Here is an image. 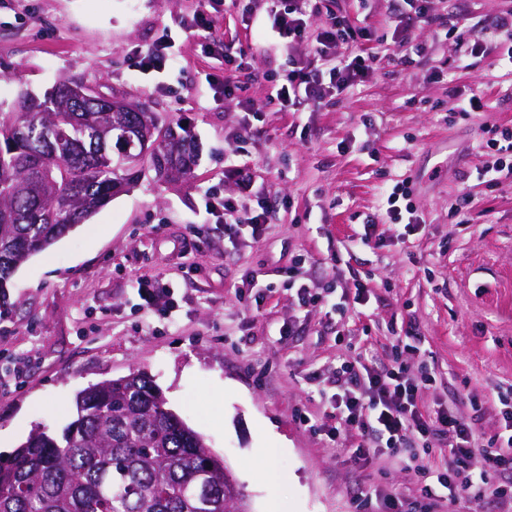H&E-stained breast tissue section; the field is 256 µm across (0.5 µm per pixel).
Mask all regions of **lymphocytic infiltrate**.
<instances>
[{
  "label": "lymphocytic infiltrate",
  "instance_id": "1",
  "mask_svg": "<svg viewBox=\"0 0 512 512\" xmlns=\"http://www.w3.org/2000/svg\"><path fill=\"white\" fill-rule=\"evenodd\" d=\"M309 0H264L262 11L247 17L246 24L259 27L269 36L286 44L310 42L309 55L293 59L283 83L274 85V98L281 110L294 111L302 103H318L327 94L340 93L363 83L372 73L373 57L350 54L353 44L366 38V31L336 12L326 14L318 29L308 24ZM394 17L401 38V51L410 48L408 33L418 23L433 26L435 33L455 39L460 47V61L482 49L489 34L498 32L512 41V10L504 12L481 31L464 27L454 15H434L429 0H402ZM483 147L487 161L478 171L479 178L491 184L512 178V129L492 126ZM241 193L236 198L208 197L206 208L224 226L228 238H235L243 228L259 236L264 224L265 203L247 165L233 166ZM319 390H331L336 423L325 428L329 440H337L344 428L356 429L359 441L349 458L365 467L385 453L402 456L408 468L422 474L426 465L416 450L429 447L432 440L447 439L448 465L438 472V483L447 489L449 500H456L473 488L489 483L494 475H512V412H507L504 431L491 439L488 447H476L468 421L452 410L423 412L418 405V392L426 377L410 374L401 360L379 367L364 357L343 362L329 376L312 373Z\"/></svg>",
  "mask_w": 512,
  "mask_h": 512
}]
</instances>
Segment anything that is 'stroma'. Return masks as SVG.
<instances>
[{
  "label": "stroma",
  "instance_id": "obj_1",
  "mask_svg": "<svg viewBox=\"0 0 512 512\" xmlns=\"http://www.w3.org/2000/svg\"><path fill=\"white\" fill-rule=\"evenodd\" d=\"M202 2L0 0L5 103L81 76L187 124L199 148L189 184L141 180L10 279L15 306L0 319V430L11 440L0 459L35 428L61 432L78 391L140 369L225 459L251 512H355V496L375 488L420 512L423 479L413 470L387 460L353 466L355 430L328 441L331 409L306 377L360 353L390 364L402 341L411 373L425 368L431 377L418 397L422 411L452 408L480 448L501 432L499 397H512V182L491 187L476 170L486 127H512L506 43L488 39L462 69L455 42L420 24L409 40L425 52L402 65L399 0H314L312 25L332 9L370 32L357 48L374 52V71L318 105L283 112L269 100L273 82L310 43L271 44L245 27L242 14L260 0H210L211 44L203 46L180 29ZM429 7L478 30L512 0ZM162 37L173 61L144 73L137 53ZM228 46L246 51L243 68L225 64ZM227 73L239 91L215 99L208 79ZM474 95L482 111H459ZM252 103L259 112L249 111ZM239 130L244 138L233 140ZM233 158L248 164L268 203L262 236L235 245L205 212L207 196H237ZM401 180L419 222L407 235L390 223L382 195ZM369 215L377 241L355 245ZM159 275L178 303L172 327L159 316L145 321L133 288ZM249 279L272 293L238 299ZM356 279L368 287L362 306ZM302 285L327 303L298 307Z\"/></svg>",
  "mask_w": 512,
  "mask_h": 512
}]
</instances>
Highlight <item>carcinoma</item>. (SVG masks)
<instances>
[{
	"instance_id": "cac0c4a2",
	"label": "carcinoma",
	"mask_w": 512,
	"mask_h": 512,
	"mask_svg": "<svg viewBox=\"0 0 512 512\" xmlns=\"http://www.w3.org/2000/svg\"><path fill=\"white\" fill-rule=\"evenodd\" d=\"M74 77L43 98L0 102V315L18 268L70 234L148 175L186 181L196 144L157 113L108 112L97 103L74 111ZM148 120L149 142L126 128ZM60 435L32 430L0 463V512H235L224 459L202 434L166 408L145 372L91 385L73 399Z\"/></svg>"
}]
</instances>
